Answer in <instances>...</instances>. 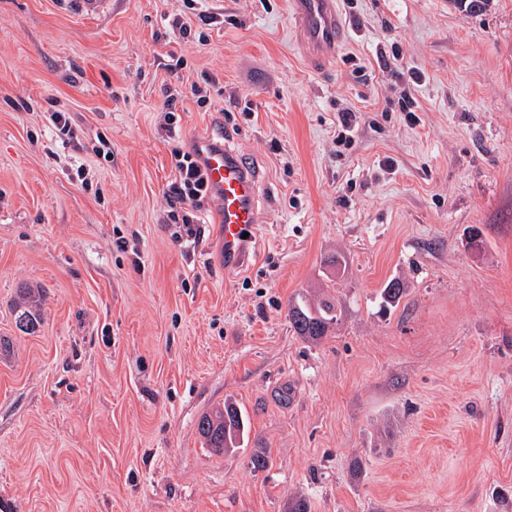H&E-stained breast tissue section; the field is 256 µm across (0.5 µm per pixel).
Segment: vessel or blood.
Instances as JSON below:
<instances>
[{
	"label": "vessel or blood",
	"instance_id": "vessel-or-blood-1",
	"mask_svg": "<svg viewBox=\"0 0 512 512\" xmlns=\"http://www.w3.org/2000/svg\"><path fill=\"white\" fill-rule=\"evenodd\" d=\"M294 18L314 67L332 62L347 30L336 10L337 0H292ZM195 148L215 197V221L222 226L224 257L228 265H245L249 258V236L255 235L263 217L256 199L260 174L248 162L209 139L196 141Z\"/></svg>",
	"mask_w": 512,
	"mask_h": 512
}]
</instances>
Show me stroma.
I'll return each instance as SVG.
<instances>
[{"label": "stroma", "mask_w": 512, "mask_h": 512, "mask_svg": "<svg viewBox=\"0 0 512 512\" xmlns=\"http://www.w3.org/2000/svg\"><path fill=\"white\" fill-rule=\"evenodd\" d=\"M339 9L348 42L315 69L291 0L85 17L0 0V512H287L295 494L311 512H512V0ZM206 75L201 108L187 92ZM345 108L360 126L341 150ZM54 111L74 143L55 141ZM199 137L265 176L247 267H225L216 225L180 245L165 222L171 151ZM394 278L406 294L381 311ZM325 287L338 321L303 341L288 303ZM24 288L41 298L31 334L14 322ZM228 399L250 433L217 454L197 423ZM254 448L266 470L247 467ZM166 99L163 102L161 111L164 113V121L166 124V129L169 131L170 136L172 138H179L180 133V125L176 121V113L178 112L177 104L181 101V98L184 96L182 92H178L174 94L172 92H167Z\"/></svg>", "instance_id": "35a3bbf8"}]
</instances>
